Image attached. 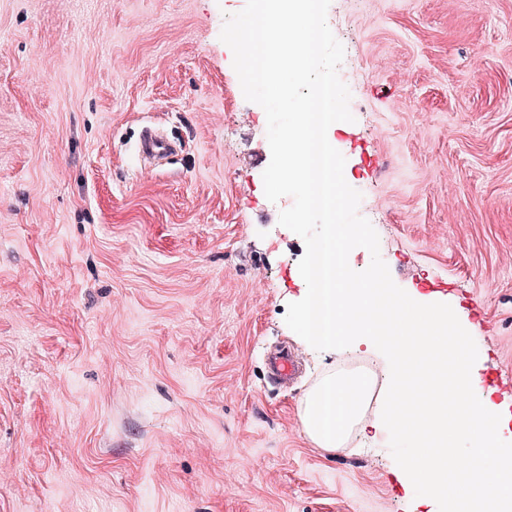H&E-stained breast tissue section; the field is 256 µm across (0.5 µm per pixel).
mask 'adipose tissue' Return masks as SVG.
<instances>
[{"instance_id": "ef3b65f1", "label": "adipose tissue", "mask_w": 512, "mask_h": 512, "mask_svg": "<svg viewBox=\"0 0 512 512\" xmlns=\"http://www.w3.org/2000/svg\"><path fill=\"white\" fill-rule=\"evenodd\" d=\"M376 384L374 375L361 369L328 370L304 393L300 419L305 433L319 447H346L355 436L381 435L391 429L392 414L380 409L366 419L369 396Z\"/></svg>"}]
</instances>
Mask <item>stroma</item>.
Listing matches in <instances>:
<instances>
[{"mask_svg": "<svg viewBox=\"0 0 512 512\" xmlns=\"http://www.w3.org/2000/svg\"><path fill=\"white\" fill-rule=\"evenodd\" d=\"M247 0H0V512H423L388 436L334 451L299 403L371 341L285 323L303 239L220 39ZM367 74L334 147L393 281L512 374V0H331ZM157 126L182 148L144 168ZM299 354L268 379L271 353Z\"/></svg>", "mask_w": 512, "mask_h": 512, "instance_id": "35a3bbf8", "label": "stroma"}]
</instances>
